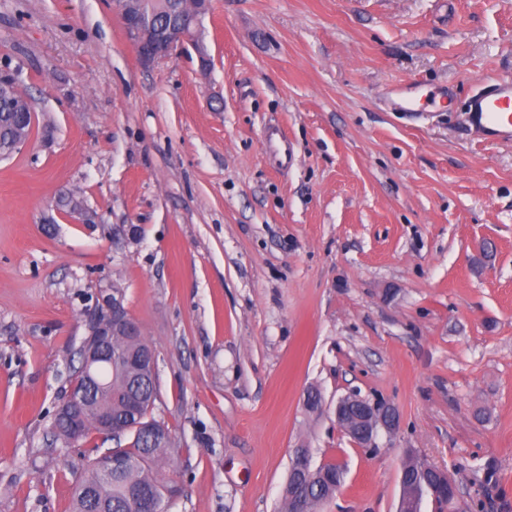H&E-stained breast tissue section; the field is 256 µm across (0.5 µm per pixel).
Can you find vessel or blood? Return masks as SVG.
Returning a JSON list of instances; mask_svg holds the SVG:
<instances>
[{
	"instance_id": "obj_1",
	"label": "vessel or blood",
	"mask_w": 512,
	"mask_h": 512,
	"mask_svg": "<svg viewBox=\"0 0 512 512\" xmlns=\"http://www.w3.org/2000/svg\"><path fill=\"white\" fill-rule=\"evenodd\" d=\"M473 129L487 140L512 139V83L503 82L474 96L468 106Z\"/></svg>"
}]
</instances>
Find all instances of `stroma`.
I'll list each match as a JSON object with an SVG mask.
<instances>
[{
	"instance_id": "obj_1",
	"label": "stroma",
	"mask_w": 512,
	"mask_h": 512,
	"mask_svg": "<svg viewBox=\"0 0 512 512\" xmlns=\"http://www.w3.org/2000/svg\"><path fill=\"white\" fill-rule=\"evenodd\" d=\"M204 28L208 66H147L114 0H0L36 117L0 160V512H71L92 445L52 415L115 281L178 450L166 512H280L302 447L346 471L317 512H396L411 451L460 512H512V141L465 115L512 80V0H211ZM414 84L451 111H394ZM73 189L99 223L58 214ZM353 392L399 412L377 450L336 423Z\"/></svg>"
}]
</instances>
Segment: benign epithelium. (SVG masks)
<instances>
[{
	"mask_svg": "<svg viewBox=\"0 0 512 512\" xmlns=\"http://www.w3.org/2000/svg\"><path fill=\"white\" fill-rule=\"evenodd\" d=\"M116 6L126 35L136 48L140 61L145 64L167 60L181 45L190 43L195 46L201 62L207 61V51L198 41L199 31L208 12V0H193L187 21L177 19L165 25L157 21L156 15L145 11L143 0H116ZM72 224H98L99 215L89 206L82 204L62 212ZM85 344L91 347L88 360L84 362L89 372L107 358L112 348L114 336H139L140 327L130 315L125 305V292L117 284L100 290L96 311L85 321ZM64 418L71 432L81 433L84 417L75 401L64 405ZM335 418L337 424L361 448L378 447L379 433L393 434L399 427L397 409L384 401L369 400L358 394L346 395L336 402ZM159 495L157 489L144 487L133 494V512H164V502L179 494L177 484L172 489H163Z\"/></svg>",
	"mask_w": 512,
	"mask_h": 512,
	"instance_id": "7a95c632",
	"label": "benign epithelium"
}]
</instances>
